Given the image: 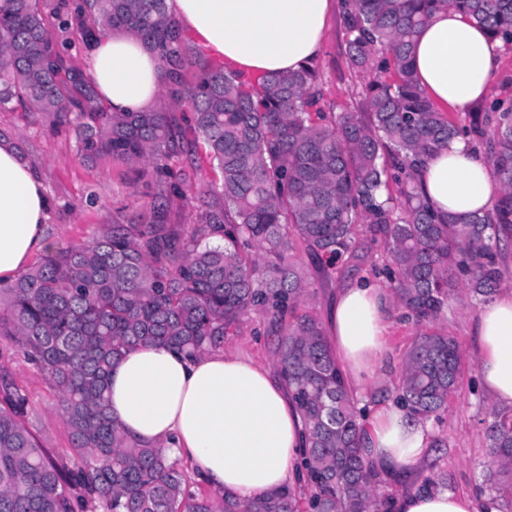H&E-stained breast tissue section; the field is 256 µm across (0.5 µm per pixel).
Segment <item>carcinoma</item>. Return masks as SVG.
Returning <instances> with one entry per match:
<instances>
[{"instance_id":"obj_1","label":"carcinoma","mask_w":512,"mask_h":512,"mask_svg":"<svg viewBox=\"0 0 512 512\" xmlns=\"http://www.w3.org/2000/svg\"><path fill=\"white\" fill-rule=\"evenodd\" d=\"M441 7L512 43V0H340L350 65L378 71L355 107L337 105L312 64L251 77L207 58L167 0H59L60 32L77 26L87 47L132 35L159 61L161 104L114 112L64 57L39 0H0V108L41 113L74 133L82 157L123 162L163 199L142 223L115 216L0 285V336L57 389L75 451L40 445L27 394L1 370L0 512H389L391 476L362 455L358 400L308 288L341 261L384 276L401 318L420 327L385 394L418 421L442 418L465 367L439 325L449 300L487 302L512 284V97L462 122L422 93L414 43ZM458 137L501 185L483 215L444 214L418 190L425 162ZM203 165L219 179L193 183L189 170ZM250 315L268 321L307 448L297 485L241 502L130 437L108 413L106 381L137 346L200 355ZM488 416L489 489L507 510L512 409Z\"/></svg>"}]
</instances>
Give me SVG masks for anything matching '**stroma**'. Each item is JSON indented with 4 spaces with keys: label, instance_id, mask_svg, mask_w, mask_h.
Segmentation results:
<instances>
[{
    "label": "stroma",
    "instance_id": "stroma-1",
    "mask_svg": "<svg viewBox=\"0 0 512 512\" xmlns=\"http://www.w3.org/2000/svg\"><path fill=\"white\" fill-rule=\"evenodd\" d=\"M328 28L326 47L318 59L319 69L331 96L337 104L344 105L353 100L373 74L369 71L356 74L349 69L339 15H331ZM0 131L8 134L40 177L48 200L45 229L54 245L86 242L111 223L116 211L134 219L148 213L151 199L142 187L129 183L126 165L83 159L73 133L52 131L38 115L10 110H0ZM480 309V304L468 305L455 299L441 319L442 326L456 337L467 367L447 413L431 425L434 435L444 438L447 445L429 449L427 454L428 459H439L447 472L449 490L479 494L486 488L488 456L483 420L490 402L477 383L478 353L472 328ZM267 331L266 320L251 316L238 333L225 337L223 349L226 354L276 368ZM416 333L412 324L400 321L398 311H390L386 351L374 368L366 393H373L396 379L403 355ZM0 364L11 371L19 387L27 393L31 409L26 424L41 446L56 454H69L71 441L53 387L3 340H0Z\"/></svg>",
    "mask_w": 512,
    "mask_h": 512
}]
</instances>
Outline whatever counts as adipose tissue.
<instances>
[{
	"mask_svg": "<svg viewBox=\"0 0 512 512\" xmlns=\"http://www.w3.org/2000/svg\"><path fill=\"white\" fill-rule=\"evenodd\" d=\"M209 57L263 76L299 69L321 55L336 0H167ZM497 44L486 30L448 9L419 33L413 68L424 94L444 112L464 113L489 90ZM99 97L115 111L158 104L157 58L136 38H101L88 53ZM424 196L444 213L490 211L500 185L467 142L456 139L421 172ZM47 199L14 143L0 140V281L13 280L51 250ZM389 320L382 288L367 278L341 288L331 309L333 349L354 385L371 377L385 353ZM483 389L512 406V290L484 305L474 323ZM109 413L132 437L184 459L196 481L220 496L252 500L295 479L305 424L282 383L264 367L213 349L189 356L160 344L124 354L108 381ZM432 430L391 403L365 419L368 461L407 475L426 460ZM392 512H498L490 498L420 486L394 498Z\"/></svg>",
	"mask_w": 512,
	"mask_h": 512,
	"instance_id": "1",
	"label": "adipose tissue"
}]
</instances>
